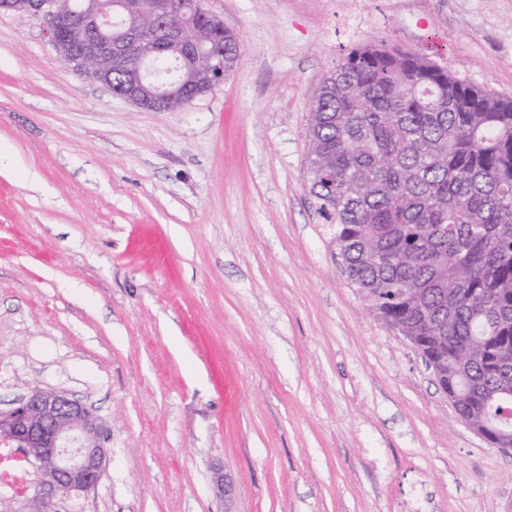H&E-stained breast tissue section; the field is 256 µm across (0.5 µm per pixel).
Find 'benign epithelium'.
Returning a JSON list of instances; mask_svg holds the SVG:
<instances>
[{"instance_id":"7a95c632","label":"benign epithelium","mask_w":512,"mask_h":512,"mask_svg":"<svg viewBox=\"0 0 512 512\" xmlns=\"http://www.w3.org/2000/svg\"><path fill=\"white\" fill-rule=\"evenodd\" d=\"M30 14L43 18L51 43L79 74L150 112L185 85L186 62L205 53L202 45L190 38L188 28L167 30L163 45L176 44L181 53L168 58L167 79L161 83L155 68L161 51L136 27L112 38V13L102 10L98 0H83L80 8L69 14L58 0H34ZM70 31L80 34L75 55L69 49ZM133 54L138 55L139 65L131 73L129 85L112 87V73L126 70ZM104 442V428L98 419L81 401L61 390L36 387L17 399L10 410H0V445L22 449L23 460L36 470L37 481L25 498L24 512L41 507L51 512L57 500L80 497L94 489L106 470Z\"/></svg>"}]
</instances>
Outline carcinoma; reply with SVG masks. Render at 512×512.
Here are the masks:
<instances>
[{
  "mask_svg": "<svg viewBox=\"0 0 512 512\" xmlns=\"http://www.w3.org/2000/svg\"><path fill=\"white\" fill-rule=\"evenodd\" d=\"M190 2L112 22L157 32L186 16L208 49L201 71L235 68L239 37ZM306 142L310 193L351 283L435 355L462 421L512 433V98L369 45L312 93Z\"/></svg>",
  "mask_w": 512,
  "mask_h": 512,
  "instance_id": "obj_1",
  "label": "carcinoma"
}]
</instances>
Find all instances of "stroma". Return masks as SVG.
Segmentation results:
<instances>
[{"instance_id":"stroma-1","label":"stroma","mask_w":512,"mask_h":512,"mask_svg":"<svg viewBox=\"0 0 512 512\" xmlns=\"http://www.w3.org/2000/svg\"><path fill=\"white\" fill-rule=\"evenodd\" d=\"M203 6L240 61L172 112L0 12V409L58 389L108 437L59 512H512V452L344 274L305 138L311 92L369 43L512 97V0ZM35 478L0 447V498Z\"/></svg>"}]
</instances>
